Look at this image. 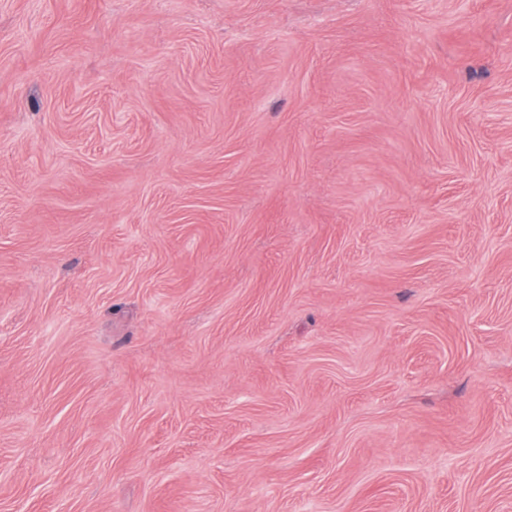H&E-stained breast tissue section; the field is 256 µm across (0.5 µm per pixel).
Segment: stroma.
Wrapping results in <instances>:
<instances>
[{"label": "stroma", "instance_id": "1", "mask_svg": "<svg viewBox=\"0 0 512 512\" xmlns=\"http://www.w3.org/2000/svg\"><path fill=\"white\" fill-rule=\"evenodd\" d=\"M0 512H512V0H0Z\"/></svg>", "mask_w": 512, "mask_h": 512}]
</instances>
